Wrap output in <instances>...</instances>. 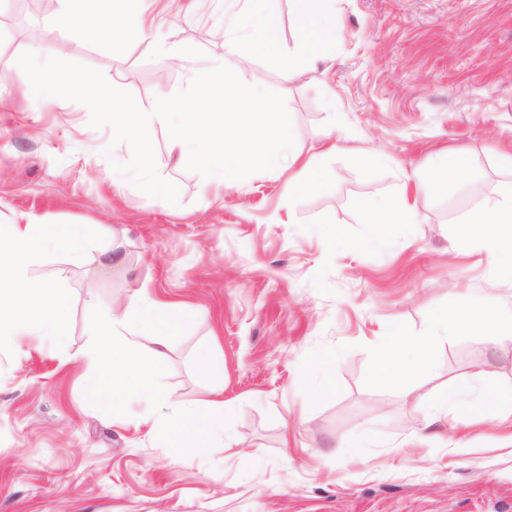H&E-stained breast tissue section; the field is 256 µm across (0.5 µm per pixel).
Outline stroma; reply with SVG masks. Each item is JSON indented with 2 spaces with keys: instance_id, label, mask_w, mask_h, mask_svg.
Instances as JSON below:
<instances>
[{
  "instance_id": "1",
  "label": "stroma",
  "mask_w": 512,
  "mask_h": 512,
  "mask_svg": "<svg viewBox=\"0 0 512 512\" xmlns=\"http://www.w3.org/2000/svg\"><path fill=\"white\" fill-rule=\"evenodd\" d=\"M62 8L48 0L25 14L0 0V224H86L123 262L104 270L57 251L35 262L70 297L69 337L0 350V512H512V428L478 403L487 386H512L511 341L450 334L407 398L370 379L389 326L419 337L440 309L512 307V281L492 273L483 245L450 246L455 222L512 181L495 156L512 146V0H336L342 26L316 63L320 83L238 59L243 82L284 96L296 151L318 153L331 117L342 150L307 182L289 185L284 168L208 190L158 123L156 165L179 187L174 205L114 171L131 149L104 155L112 131L89 127L86 106L29 100L17 58L47 49L25 28L46 29ZM236 10L177 0L162 12L167 42L199 58L154 59L138 40L121 55L63 41L69 60L149 109L224 56L223 20ZM447 151L471 172L418 223L386 233L359 223L356 199H413L414 170ZM377 152L389 164L371 178L364 164ZM144 286L193 318L168 343L165 411L211 401L195 352L216 342L234 456L173 451L139 423L136 401L124 416L85 403L88 302L134 308ZM303 370L317 391L295 384ZM459 385L458 408L434 412L435 392Z\"/></svg>"
}]
</instances>
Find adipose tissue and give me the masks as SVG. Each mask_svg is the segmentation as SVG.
Wrapping results in <instances>:
<instances>
[{"label":"adipose tissue","mask_w":512,"mask_h":512,"mask_svg":"<svg viewBox=\"0 0 512 512\" xmlns=\"http://www.w3.org/2000/svg\"><path fill=\"white\" fill-rule=\"evenodd\" d=\"M468 169L461 155L437 157L417 176L414 201L361 199L356 206L359 221L380 231L416 223L421 207L431 197L454 192ZM478 242L487 246L491 271L512 278V186L457 221L452 235L454 250H465ZM90 243L89 228L84 224H0V343L24 335L60 347L66 344L69 298L64 289L33 277L31 266L49 250L85 256ZM452 327L462 333L491 334L496 343L512 341V309L490 307L478 314L455 308L436 311L428 335L417 342L403 336L399 328H392L376 347L372 381L409 395L415 383L433 369L435 348Z\"/></svg>","instance_id":"obj_1"}]
</instances>
